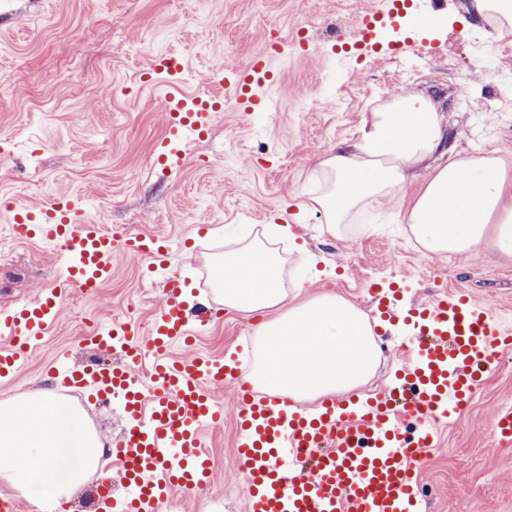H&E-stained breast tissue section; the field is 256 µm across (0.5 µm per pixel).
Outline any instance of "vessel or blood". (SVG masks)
Instances as JSON below:
<instances>
[{
	"instance_id": "1",
	"label": "vessel or blood",
	"mask_w": 512,
	"mask_h": 512,
	"mask_svg": "<svg viewBox=\"0 0 512 512\" xmlns=\"http://www.w3.org/2000/svg\"><path fill=\"white\" fill-rule=\"evenodd\" d=\"M381 18L378 11L359 17L352 36L361 57L376 52ZM146 72L165 78L167 131L154 146V162L181 165L183 146L203 135L218 101L185 92L170 58L152 55ZM219 80L232 87L242 111L265 110L274 84L272 58L260 54L246 66L225 67ZM10 233L18 241L60 249L68 266L66 277L53 288L0 313L1 382L27 364L58 318L68 288L92 292L109 281L116 250L157 260L169 249L167 239L154 234L116 238L65 196L16 206ZM369 291L380 316L413 320L415 334L404 342L409 361L381 394L340 403L326 400L302 412L292 410L288 399L243 383L237 354L169 358L173 345L192 343L195 337L174 288L148 333L128 322L91 332V343L119 348L121 365L91 373L58 355L51 373L61 386L94 377L101 393L123 398L131 417L113 451L125 492L113 499L112 512H157L175 492L210 484L212 463L202 434L224 422L213 391L227 382L236 385L235 454L248 486L244 512H420L414 462L437 448L436 422L454 419L496 370L499 349L512 348V330L496 324L488 307L459 289L441 290L407 311L378 285ZM144 366L150 379L145 389L131 378Z\"/></svg>"
}]
</instances>
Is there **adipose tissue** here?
Masks as SVG:
<instances>
[{
	"label": "adipose tissue",
	"mask_w": 512,
	"mask_h": 512,
	"mask_svg": "<svg viewBox=\"0 0 512 512\" xmlns=\"http://www.w3.org/2000/svg\"><path fill=\"white\" fill-rule=\"evenodd\" d=\"M444 139L430 98L407 94L379 104L357 141L324 153L315 165L321 190L308 206L323 213L324 232L343 237L361 212L417 178L420 188L402 221L422 253L462 257L489 244L512 258V174L491 154L428 166ZM213 297L227 309L262 314L245 375L262 392L312 403L361 388L378 366L367 316L337 294L305 298L300 286H286L285 259L271 233L225 252ZM0 448L7 451L0 485L36 500L41 512H58L106 463V445L85 413L48 389L0 400Z\"/></svg>",
	"instance_id": "ef3b65f1"
}]
</instances>
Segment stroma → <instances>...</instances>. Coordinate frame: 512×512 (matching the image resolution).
Segmentation results:
<instances>
[{"mask_svg":"<svg viewBox=\"0 0 512 512\" xmlns=\"http://www.w3.org/2000/svg\"><path fill=\"white\" fill-rule=\"evenodd\" d=\"M409 14L379 31L374 59L341 51L357 18L382 0H0V311L18 307L61 279L66 260L56 248L9 238L15 204L38 205L53 194L78 200L88 219L116 235L173 239L166 267L147 278L148 260L115 252L112 277L93 292L70 290L49 334L32 350L0 399L53 387L48 366L59 353L72 364L120 362L85 336L96 327L130 321L148 330L164 301L167 281L188 303L212 287L213 259L267 225L289 222L308 254L325 258L336 274L320 278L309 295L332 291L372 314L370 285L398 284L406 305L457 288L491 307L512 328V261L483 246L466 257L438 258L417 250L401 215L416 185L369 209L342 238L324 233L317 211L299 209L315 190L316 159L353 142L378 103L423 92L442 108L445 154L496 152L512 163V34L489 37L469 0L429 6L412 0ZM429 14V29L412 25ZM287 45L276 56L279 82L269 111H241L217 71ZM168 53L183 67L187 92L221 99L209 130L191 142L181 167L162 169L152 148L166 132L159 89L143 77L150 55ZM456 67H449V54ZM498 104L483 110L485 101ZM255 318L213 305L196 347L213 354L244 344ZM379 366L360 396L391 383L407 359L401 335H379ZM82 407L102 439L119 444L127 420L119 402H102L86 388L63 389ZM216 396L224 423L209 432L213 480L196 494L175 493L159 512H244L245 478L234 453L235 387ZM512 408V354L505 356L453 420L439 423V446L415 472L424 512H512V444L492 436L496 413ZM123 491L105 467L65 502L63 512H88L104 495Z\"/></svg>","mask_w":512,"mask_h":512,"instance_id":"35a3bbf8","label":"stroma"}]
</instances>
